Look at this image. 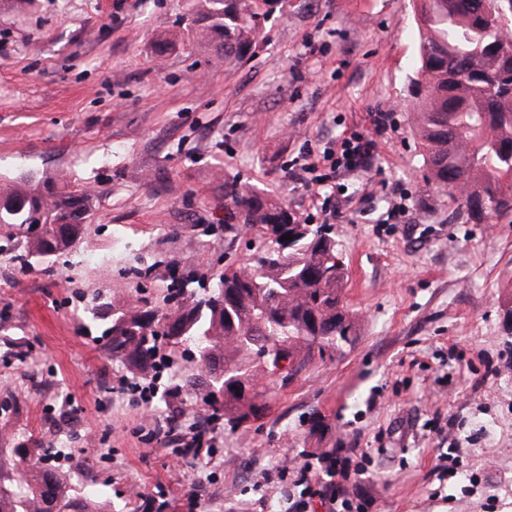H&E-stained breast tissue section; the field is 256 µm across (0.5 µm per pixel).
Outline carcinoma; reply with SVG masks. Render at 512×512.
<instances>
[{"instance_id":"cac0c4a2","label":"carcinoma","mask_w":512,"mask_h":512,"mask_svg":"<svg viewBox=\"0 0 512 512\" xmlns=\"http://www.w3.org/2000/svg\"><path fill=\"white\" fill-rule=\"evenodd\" d=\"M201 33L220 42L224 64L242 61L263 40L274 0H205ZM495 0H414L420 36L413 82V130L422 147L429 183L443 195L458 194L464 222L490 224L512 215V13L493 23ZM457 71L459 80L448 75ZM231 216L254 229L251 267L245 276L226 269L210 292L192 271L169 263L162 295L148 309L112 302L102 291L84 304L83 327L101 330L112 361L140 372L168 359L171 388L188 389L235 426L256 413L258 377L290 361L338 352L351 342L354 320L342 302L347 267L333 227L313 225L278 199L227 186ZM85 193L40 189L31 172L0 187V253L20 268L67 256L87 225ZM292 240H281L284 235ZM193 345L206 376H184L177 348ZM46 448L41 466L21 469L14 491L0 490V512H102L97 493L70 494V475Z\"/></svg>"}]
</instances>
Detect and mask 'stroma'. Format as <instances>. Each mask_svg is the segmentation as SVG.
<instances>
[{
  "mask_svg": "<svg viewBox=\"0 0 512 512\" xmlns=\"http://www.w3.org/2000/svg\"><path fill=\"white\" fill-rule=\"evenodd\" d=\"M200 0H12L0 8V179L85 190L68 264L0 254V486L11 438L64 450L104 512H287L286 456L346 449L371 512H512V215L467 224L437 194L411 127L412 0H274L267 38L228 66L188 31ZM357 133L361 167L303 170ZM333 225L354 342L268 377L262 417L233 427L188 403L213 453L149 438L167 406L84 331L83 294L154 301L167 260L216 275L251 251L225 183ZM104 264H96V257ZM151 266L149 278L124 268ZM443 434H436V427ZM456 449L459 476L434 468ZM165 510H158V503Z\"/></svg>",
  "mask_w": 512,
  "mask_h": 512,
  "instance_id": "stroma-1",
  "label": "stroma"
}]
</instances>
